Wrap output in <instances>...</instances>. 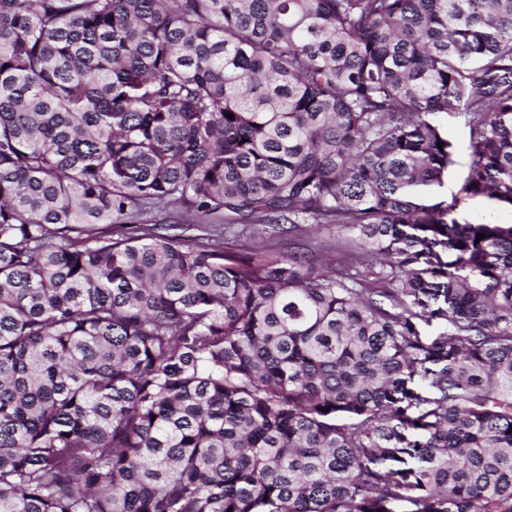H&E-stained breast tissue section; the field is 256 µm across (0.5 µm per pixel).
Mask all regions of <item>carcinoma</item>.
I'll return each instance as SVG.
<instances>
[{"label": "carcinoma", "mask_w": 512, "mask_h": 512, "mask_svg": "<svg viewBox=\"0 0 512 512\" xmlns=\"http://www.w3.org/2000/svg\"><path fill=\"white\" fill-rule=\"evenodd\" d=\"M439 112L512 207V0H0V512H512Z\"/></svg>", "instance_id": "cac0c4a2"}]
</instances>
